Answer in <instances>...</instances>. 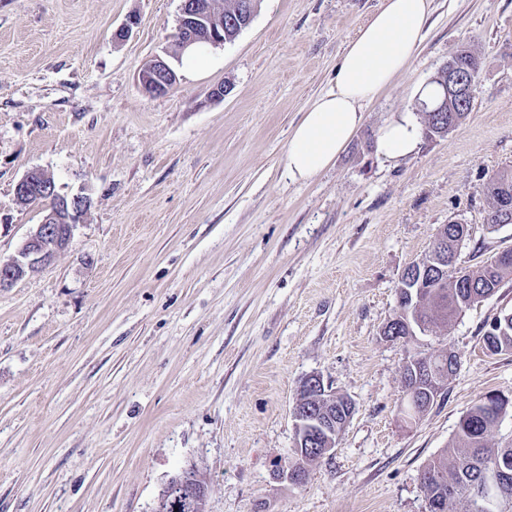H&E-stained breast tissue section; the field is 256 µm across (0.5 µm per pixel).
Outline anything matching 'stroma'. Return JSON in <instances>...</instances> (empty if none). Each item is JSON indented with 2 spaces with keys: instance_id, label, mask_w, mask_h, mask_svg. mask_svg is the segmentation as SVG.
I'll return each mask as SVG.
<instances>
[{
  "instance_id": "obj_1",
  "label": "stroma",
  "mask_w": 512,
  "mask_h": 512,
  "mask_svg": "<svg viewBox=\"0 0 512 512\" xmlns=\"http://www.w3.org/2000/svg\"><path fill=\"white\" fill-rule=\"evenodd\" d=\"M379 3L260 0L212 64L179 65L153 95L138 74L172 49L180 0H0V259L44 216L14 195L27 173L90 198L67 247L0 290V512H153L190 465L206 512H425L424 466L476 400L512 394V351L483 339L512 311V278L445 334L382 329L441 225L470 229L457 266L512 249L484 195L512 170V0H433L411 62L334 163L291 180L290 135ZM460 46L480 60L467 119L386 162L380 129L418 112ZM442 348L458 370L405 422L403 362ZM313 373L355 411L295 487L274 473Z\"/></svg>"
}]
</instances>
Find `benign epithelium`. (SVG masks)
<instances>
[{"instance_id":"1","label":"benign epithelium","mask_w":512,"mask_h":512,"mask_svg":"<svg viewBox=\"0 0 512 512\" xmlns=\"http://www.w3.org/2000/svg\"><path fill=\"white\" fill-rule=\"evenodd\" d=\"M178 53H183L199 43L218 46L225 43L224 13H216L212 0H181L178 24L174 36ZM176 70L169 62V56H155L142 68L139 80L149 93L162 95L177 83ZM444 98L442 103L429 106L431 112H443L448 106V97L457 96L464 102L467 97L462 92L472 88L473 71L458 63L440 73ZM14 194L21 204H47L46 214L24 244L20 257L7 261L0 260V290L11 288L28 273L46 264L68 245L73 230L90 204L83 194L60 193L51 176L34 170L22 177L16 184ZM458 367V356L453 351H441L432 355L422 372L441 374L448 380L447 373ZM307 387L318 394V402L313 408L301 413L293 408L292 418L295 434V447L302 448L309 439L322 435L327 438L329 447H336V391L324 385L318 375L305 379ZM403 418L412 422L421 416L419 401L412 391L404 392L401 404ZM512 484V473L506 469H494L488 479L473 487L469 499V512H492L500 497Z\"/></svg>"}]
</instances>
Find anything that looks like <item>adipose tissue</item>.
I'll return each mask as SVG.
<instances>
[{
	"label": "adipose tissue",
	"mask_w": 512,
	"mask_h": 512,
	"mask_svg": "<svg viewBox=\"0 0 512 512\" xmlns=\"http://www.w3.org/2000/svg\"><path fill=\"white\" fill-rule=\"evenodd\" d=\"M432 0H381L344 47L333 86L320 93L293 129L284 156L289 176L307 181L323 172L363 120L364 107L405 69L421 44ZM421 128L408 114L386 125L378 150L387 160L413 154Z\"/></svg>",
	"instance_id": "1"
}]
</instances>
